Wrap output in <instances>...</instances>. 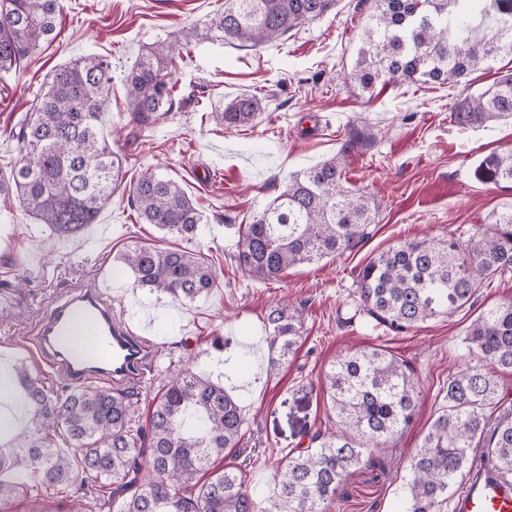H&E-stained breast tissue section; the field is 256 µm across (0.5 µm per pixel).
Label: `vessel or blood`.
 <instances>
[{
	"instance_id": "b4317fda",
	"label": "vessel or blood",
	"mask_w": 512,
	"mask_h": 512,
	"mask_svg": "<svg viewBox=\"0 0 512 512\" xmlns=\"http://www.w3.org/2000/svg\"><path fill=\"white\" fill-rule=\"evenodd\" d=\"M75 332L82 335L81 345L63 347L61 337ZM34 335L42 358L75 385L97 378L134 383L151 357L150 344L113 317L109 291L102 287L73 291L55 303ZM452 512H512V480L501 477L491 462L476 463Z\"/></svg>"
}]
</instances>
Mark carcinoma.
Masks as SVG:
<instances>
[{
	"mask_svg": "<svg viewBox=\"0 0 512 512\" xmlns=\"http://www.w3.org/2000/svg\"><path fill=\"white\" fill-rule=\"evenodd\" d=\"M221 12L179 38L157 41L141 53L126 81L132 115L152 123L172 109L170 66L191 42L228 41L259 48L319 19L336 0H226ZM462 0H374L363 45L347 79L367 90L400 79L412 84L460 82L491 71L512 55V0H474L476 18ZM58 0H0V74L36 53L55 30ZM112 85L109 62L94 55L56 68L33 111L10 130L19 154L0 175V197L14 199L57 238L81 234L112 203L124 179L103 116ZM261 112L255 95H241L219 117L249 125ZM460 127L512 121V76L451 109ZM478 176L512 182V151L492 153ZM130 205L146 224L187 245L203 234V215L182 186L152 169L130 184ZM379 205L343 185L332 157L291 175L280 193L244 226L235 261L249 276L270 280L290 267L353 251L370 237ZM121 262L134 284L182 303L216 287L206 256L185 247L133 245ZM512 272V206L475 237L412 240L372 256L357 273L364 314L394 332L416 328L471 303L479 288ZM269 371L288 358L303 332L302 313L279 306L267 315ZM468 355L478 363L448 377L445 405L432 419L405 467V512H443L477 453L512 475V399L500 373L512 372V304L486 308L466 331ZM26 419L9 443L0 442V507L29 496L6 472L34 469L38 484L66 493L69 512H327L348 476L379 463L383 448L414 420L418 393L409 367L382 349L341 355L322 391L338 427L307 433L305 448H289L267 492L244 484L240 468L224 462L237 446L246 418L224 386L181 368L155 393L147 419L134 387L84 386L58 394L21 363ZM70 448L66 453L57 439Z\"/></svg>",
	"mask_w": 512,
	"mask_h": 512,
	"instance_id": "obj_1",
	"label": "carcinoma"
}]
</instances>
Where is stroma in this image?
<instances>
[{
  "label": "stroma",
  "instance_id": "stroma-1",
  "mask_svg": "<svg viewBox=\"0 0 512 512\" xmlns=\"http://www.w3.org/2000/svg\"><path fill=\"white\" fill-rule=\"evenodd\" d=\"M223 6L224 0H60L54 42L0 77V168L6 169L16 158L8 132L29 112L51 71L87 55L109 59L104 131L112 150L124 158L127 179L160 166L198 204L207 224L201 246L218 276L211 295L187 305L133 287L119 254L130 244L160 243L162 234L142 223L122 194L85 233L59 240L19 204L0 201V375L23 362L47 386H63L39 361L34 328L56 297L106 279L114 308L127 312L140 335L170 346L189 343L196 370L239 400L247 429L227 458L242 467L248 488L264 490L281 449L306 446L309 431L333 426L321 391L332 362L350 347L388 350L413 370L417 415L381 453L383 469L356 470L347 496L337 497L328 512H404L405 461L442 407L449 376L467 361L469 324L484 308L512 303V273L481 288L473 306L404 333L359 313L356 274L370 256L406 240L470 239L493 211L512 204L511 182L487 183L476 174L484 157L512 149V122L464 130L450 117L458 99L512 74V56L456 85L418 88L392 80L365 90L343 76L357 60L372 5L337 0L332 12L259 49L192 44L171 67L172 111L151 127L137 126L125 77L139 54ZM244 94L261 101L255 123L228 127L215 120ZM352 121L368 142L346 154ZM337 155L345 186L379 204L369 239L274 280L247 276L234 259L242 225L277 195L289 174ZM283 302L302 310L303 333L272 372L266 317ZM219 337L232 339L230 350L215 348Z\"/></svg>",
  "mask_w": 512,
  "mask_h": 512
}]
</instances>
